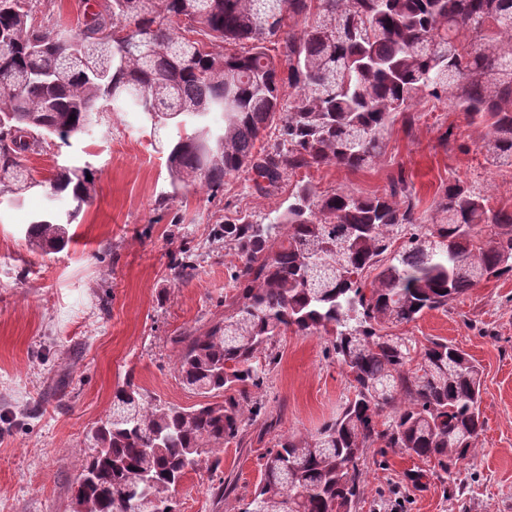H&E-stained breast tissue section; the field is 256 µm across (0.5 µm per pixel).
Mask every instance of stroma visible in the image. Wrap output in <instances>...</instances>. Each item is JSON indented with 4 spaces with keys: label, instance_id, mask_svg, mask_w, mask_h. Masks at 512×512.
I'll return each instance as SVG.
<instances>
[{
    "label": "stroma",
    "instance_id": "obj_1",
    "mask_svg": "<svg viewBox=\"0 0 512 512\" xmlns=\"http://www.w3.org/2000/svg\"><path fill=\"white\" fill-rule=\"evenodd\" d=\"M89 0H37L35 24L75 33ZM485 130L469 123L451 100L421 96L397 116L370 167L321 164L298 170L268 192L248 173L230 175L217 193L188 184L172 189L166 166L177 130L150 127L134 112L102 113L92 131L69 144L44 139L26 152L23 167L39 181L56 165L96 173L92 204L69 227L60 252L32 248L26 229L36 216L71 209L42 188L20 202L0 204V512H75L73 487L87 450L85 434L112 409V393L133 379L149 399L184 408L199 396L176 371V336L206 331L224 314L233 292L237 255L213 234L235 215L261 222L283 211L295 184L320 193H386L405 174L416 211L431 216L442 188L458 181L480 191L490 208L512 211V167L489 164ZM198 256L188 280H176L179 250ZM394 335L459 345L482 370L483 430L476 452L426 487L406 483L417 457L370 449L365 500L358 512H512V277L481 282ZM279 361L263 398L275 421L263 441L226 445L218 472L186 473L174 496L179 512H239L261 478L262 456L277 435L315 431L333 417L348 384L328 337L287 331L277 337ZM236 488L213 493L219 478Z\"/></svg>",
    "mask_w": 512,
    "mask_h": 512
}]
</instances>
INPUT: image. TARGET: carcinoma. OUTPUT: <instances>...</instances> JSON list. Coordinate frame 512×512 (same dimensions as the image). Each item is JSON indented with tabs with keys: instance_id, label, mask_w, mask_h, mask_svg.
Segmentation results:
<instances>
[{
	"instance_id": "1",
	"label": "carcinoma",
	"mask_w": 512,
	"mask_h": 512,
	"mask_svg": "<svg viewBox=\"0 0 512 512\" xmlns=\"http://www.w3.org/2000/svg\"><path fill=\"white\" fill-rule=\"evenodd\" d=\"M33 8L0 0V197L40 186L74 203L64 220L48 211L29 224L41 249L67 244L66 225L92 202L95 181L67 166L45 183L27 177L26 138L66 144L108 106L178 129L167 155L174 187L190 180L217 192L224 176L247 172L264 192L314 164L365 168L422 94L452 97L488 127L487 160L512 166V0H108L73 35L33 26ZM312 13L302 29L291 25ZM276 37L273 55L266 43ZM213 42L241 51L214 53ZM272 129L277 141L261 144ZM291 198L266 224L219 225L241 260L234 294L223 319L175 340L180 382L206 401L183 408L148 401L129 381L118 387L112 417L89 436L78 512H129L125 497L136 493L146 494L144 512H177L173 492L188 470L243 443L258 421L273 427L252 392L277 364L275 337L290 329L331 337L353 394L316 432L275 439L240 512H356L359 460L376 444L445 472L475 452L479 366L446 340L419 346L387 330L512 276V211L454 182L422 218L402 174L384 195L298 184Z\"/></svg>"
}]
</instances>
